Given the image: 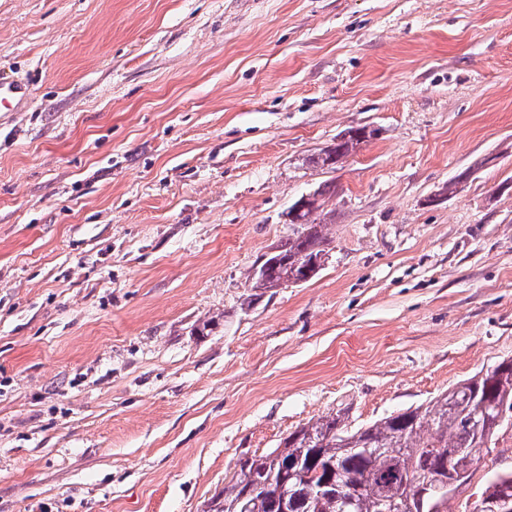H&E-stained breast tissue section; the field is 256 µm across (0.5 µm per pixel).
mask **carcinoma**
Returning a JSON list of instances; mask_svg holds the SVG:
<instances>
[{
	"label": "carcinoma",
	"mask_w": 512,
	"mask_h": 512,
	"mask_svg": "<svg viewBox=\"0 0 512 512\" xmlns=\"http://www.w3.org/2000/svg\"><path fill=\"white\" fill-rule=\"evenodd\" d=\"M350 137L322 148L308 158L315 168L336 170L371 138L366 127L346 129ZM336 186L323 184L309 194L289 223L288 237L276 246L267 271L253 270L247 280L255 292H265L277 281L288 282L299 274L313 279L320 271L315 260L325 255L331 212L326 199ZM482 406L490 420L476 427L469 404ZM512 410V360L494 365L461 381L433 400L393 413L356 430L349 428L346 412L338 410L309 423L284 438L282 451L246 458L247 474L234 473L213 502L212 512H278L282 486L290 484L295 502L289 512H338V496H355L357 512H379L380 492L393 498L427 490L426 480L439 476L447 482L465 483L479 457L467 449L484 448L504 415ZM302 451L301 475L288 480L282 459ZM401 461L404 471L393 469ZM261 485L260 503L253 502L249 487ZM327 483L331 494L319 495L314 486Z\"/></svg>",
	"instance_id": "obj_1"
}]
</instances>
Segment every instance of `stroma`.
<instances>
[{"mask_svg": "<svg viewBox=\"0 0 512 512\" xmlns=\"http://www.w3.org/2000/svg\"><path fill=\"white\" fill-rule=\"evenodd\" d=\"M0 77V512H209L512 359V0H0ZM325 183L321 271L250 300ZM510 471L512 412L448 512ZM30 96V90L25 84L0 80V110L1 107H15L23 99ZM366 126L367 125L346 129L338 135L340 136L343 133L350 134V137L346 141L338 144L334 142L330 145L333 146V148L326 149V147H329L326 146L320 149L317 153H314L308 158V164L315 168L318 167L329 170H336L342 167L345 159L349 155L355 152L361 144L372 138L371 132H366Z\"/></svg>", "mask_w": 512, "mask_h": 512, "instance_id": "1", "label": "stroma"}]
</instances>
